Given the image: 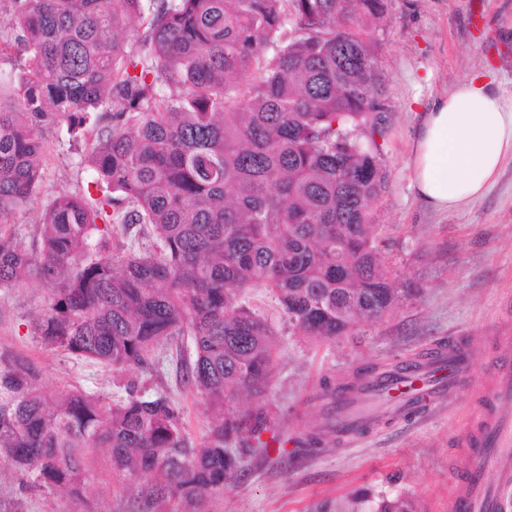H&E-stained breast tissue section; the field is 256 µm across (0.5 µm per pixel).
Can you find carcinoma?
<instances>
[{
  "mask_svg": "<svg viewBox=\"0 0 512 512\" xmlns=\"http://www.w3.org/2000/svg\"><path fill=\"white\" fill-rule=\"evenodd\" d=\"M385 12V0H0V54L20 59L0 81V222L38 192L44 133L63 123L98 192L54 195L36 254L1 227L0 290L37 276L48 296L33 335L117 372L156 373L159 349L189 337L182 381L209 420L195 446L173 399L134 378L115 400L77 386L48 396L29 364L0 363V458L26 487L81 501L103 450L134 512H209L271 426L245 406L277 358L248 293L268 289L319 345L411 294L370 224L385 187L372 36ZM428 356L356 367L323 396ZM331 441L319 426L297 451Z\"/></svg>",
  "mask_w": 512,
  "mask_h": 512,
  "instance_id": "obj_1",
  "label": "carcinoma"
}]
</instances>
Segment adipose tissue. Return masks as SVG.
Masks as SVG:
<instances>
[{
  "label": "adipose tissue",
  "instance_id": "ef3b65f1",
  "mask_svg": "<svg viewBox=\"0 0 512 512\" xmlns=\"http://www.w3.org/2000/svg\"><path fill=\"white\" fill-rule=\"evenodd\" d=\"M419 112L408 161L415 195L437 212L482 198L512 159V94L476 74Z\"/></svg>",
  "mask_w": 512,
  "mask_h": 512
}]
</instances>
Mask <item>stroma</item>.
<instances>
[{
	"label": "stroma",
	"mask_w": 512,
	"mask_h": 512,
	"mask_svg": "<svg viewBox=\"0 0 512 512\" xmlns=\"http://www.w3.org/2000/svg\"><path fill=\"white\" fill-rule=\"evenodd\" d=\"M381 44V72L388 121L376 136L386 187L371 204V222L392 246L383 260L412 294L392 316L364 324L355 338L335 346L308 343L283 324L275 302L257 289L254 302L274 325L279 357L259 403L274 415L264 444L242 462L243 477L212 502L213 512H373L384 497L410 499L416 512H448L450 477L461 463V433L486 407L499 331H512V160H506L485 196L460 210L427 209L409 188L407 162L416 125L414 97L447 92L470 73L490 72L512 93V0H387L384 24L373 32ZM43 181L5 225L34 244L37 221L58 191L94 190L95 173L79 165L65 128L44 139ZM47 296L35 278L0 292V362L22 360L37 373L46 395L80 386L117 393L118 376L98 364L45 349L30 325ZM468 342L477 355V392L451 395L445 408L382 422L355 446H328L300 457L298 440L329 422L325 380L369 361L412 359L441 340ZM189 339L168 346L157 375L146 379L179 404L193 442L207 433L194 393L181 384L192 360ZM93 492L81 502L65 494L43 498L24 491L8 461L0 459V512H130L131 493L112 480L102 452L89 456Z\"/></svg>",
	"instance_id": "obj_1"
}]
</instances>
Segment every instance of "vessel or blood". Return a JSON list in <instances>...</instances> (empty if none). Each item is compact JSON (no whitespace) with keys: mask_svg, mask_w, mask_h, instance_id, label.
Returning a JSON list of instances; mask_svg holds the SVG:
<instances>
[{"mask_svg":"<svg viewBox=\"0 0 512 512\" xmlns=\"http://www.w3.org/2000/svg\"><path fill=\"white\" fill-rule=\"evenodd\" d=\"M473 357L462 347L448 350L436 365L421 371H403L372 381L360 395L336 394L331 427L344 437H360L381 416L403 418L443 406L450 391L469 388ZM491 398L473 428L459 441L465 474L455 486L449 512H505L504 494L512 489V361L503 360L495 376Z\"/></svg>","mask_w":512,"mask_h":512,"instance_id":"obj_1","label":"vessel or blood"}]
</instances>
